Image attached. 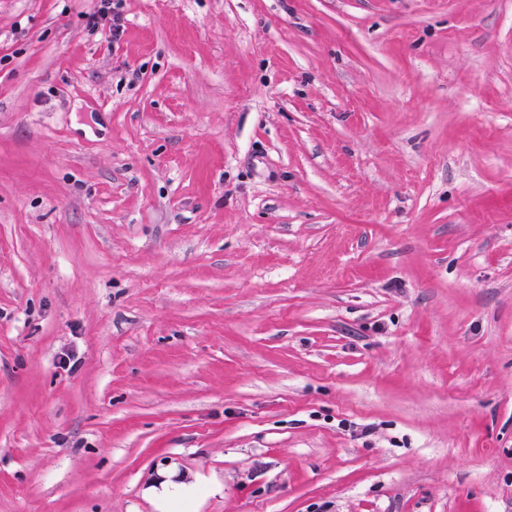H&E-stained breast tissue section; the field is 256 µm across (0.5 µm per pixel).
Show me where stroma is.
Masks as SVG:
<instances>
[{"label":"stroma","instance_id":"obj_1","mask_svg":"<svg viewBox=\"0 0 512 512\" xmlns=\"http://www.w3.org/2000/svg\"><path fill=\"white\" fill-rule=\"evenodd\" d=\"M0 0V512H512V0ZM106 19L112 22V35H119L121 18L112 7V0H100L97 10L88 15L86 24L91 30H97Z\"/></svg>","mask_w":512,"mask_h":512}]
</instances>
